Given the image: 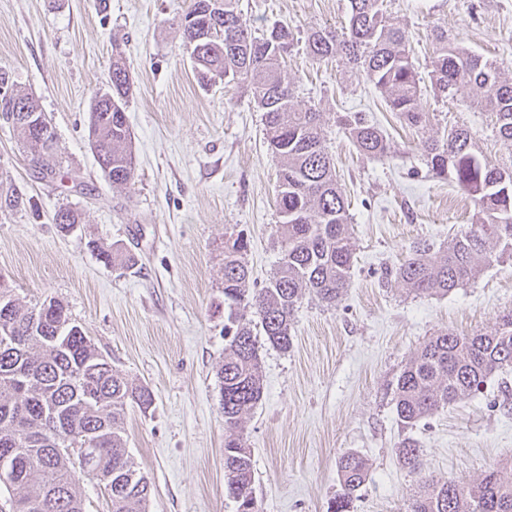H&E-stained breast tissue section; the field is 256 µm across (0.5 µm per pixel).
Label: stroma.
<instances>
[{
    "label": "stroma",
    "instance_id": "1",
    "mask_svg": "<svg viewBox=\"0 0 512 512\" xmlns=\"http://www.w3.org/2000/svg\"><path fill=\"white\" fill-rule=\"evenodd\" d=\"M194 0H0V70L32 94L50 119L66 179L32 171L22 137L0 121V189L27 204L0 208V279L26 306L62 302L114 369L148 386V412L131 406L124 428L136 468L151 482L148 512H237L224 487V419L216 372L224 359V242L243 232L256 285L281 252L276 209L279 162L264 117L240 81H197L181 21ZM409 35L417 60L431 54L434 26L451 43L496 59L512 78V0H384ZM252 31L288 26L297 37L338 30L348 0H239ZM129 67L126 114L135 179L115 188L87 144L88 113L107 87L113 52ZM286 71L300 108L317 107L349 203L352 285L334 306L307 294L298 303L293 343L263 346L262 400L245 421L260 512H329L341 489L339 457L368 467L351 512H406L425 479L471 483L512 453V371L492 375L481 393L448 405L411 428L397 419L392 384L437 331L493 329L512 311V256L445 296H422L384 268L416 246L442 250L476 220L473 202L430 173L422 143L455 125L475 133L486 158L512 165V149L468 92L435 95L423 80L426 127L405 125L382 93L341 57L313 61L303 45ZM340 112H362L384 133L386 156L360 154L336 127ZM76 211L67 232L57 210ZM116 248L125 267L103 263ZM413 439L423 467L412 472L398 448Z\"/></svg>",
    "mask_w": 512,
    "mask_h": 512
}]
</instances>
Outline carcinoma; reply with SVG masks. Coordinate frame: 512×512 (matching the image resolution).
Instances as JSON below:
<instances>
[{
    "label": "carcinoma",
    "mask_w": 512,
    "mask_h": 512,
    "mask_svg": "<svg viewBox=\"0 0 512 512\" xmlns=\"http://www.w3.org/2000/svg\"><path fill=\"white\" fill-rule=\"evenodd\" d=\"M211 0H195L182 23L185 43L202 86L215 79H243L264 112L267 142L280 161L276 197L281 256L268 282L249 287L245 262L248 242L239 232L224 242V361L216 373L219 408L224 416V486L237 512H259L254 497V466L245 448V419L263 395L262 343L280 350L292 346L295 307L309 292L336 304L351 287L353 252L349 205L336 179L326 145L325 122L316 107L298 109L283 63L294 37L284 26L258 39L237 11L236 0H223V16L209 10ZM384 0H349V25L336 34L314 30L306 51L314 60L339 55L384 95L389 111L411 127H423L428 113L420 105L421 87L409 35L383 10ZM431 81L447 98L461 91L495 118L499 137L512 144V80L496 62L448 43L442 27L432 31ZM108 90L93 97L88 142L106 179L131 184L135 175L126 107L129 72L121 55L108 71ZM0 119L23 137L29 162L41 178H54L60 160L56 135L43 138L21 116L45 118L32 97L14 88L0 72ZM336 124L367 156L387 153L382 131L359 112L336 116ZM426 165L437 177L455 184L479 209L478 223L448 240L445 254L430 247L414 255L384 279L396 280L422 295H446L474 277L497 255H512V166L490 164L476 135L454 126L422 147ZM253 314L245 318L243 311ZM7 327L15 345L0 348V484L10 512H85L77 491L79 477L108 488L112 512H146L150 484L133 465L122 435L125 408L147 412L152 391L134 384L103 356L67 308L50 300L20 305L0 287V329ZM59 342H53L54 337ZM512 367V312L497 318L491 332L460 336L443 330L428 339L396 379L393 403L409 427L480 391L498 370ZM399 461L411 471L422 465L420 449L402 443ZM341 493L330 512H349L354 494L367 479L364 459L355 452L337 462ZM512 456L480 480H428L407 512H512Z\"/></svg>",
    "instance_id": "obj_1"
}]
</instances>
